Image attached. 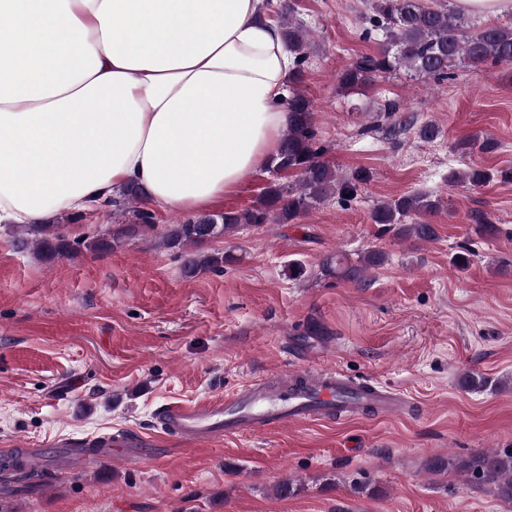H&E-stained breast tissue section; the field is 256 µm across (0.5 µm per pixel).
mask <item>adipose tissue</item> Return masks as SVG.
<instances>
[{
  "instance_id": "1",
  "label": "adipose tissue",
  "mask_w": 512,
  "mask_h": 512,
  "mask_svg": "<svg viewBox=\"0 0 512 512\" xmlns=\"http://www.w3.org/2000/svg\"><path fill=\"white\" fill-rule=\"evenodd\" d=\"M262 0H0V221L128 185L196 213L269 166L290 60Z\"/></svg>"
}]
</instances>
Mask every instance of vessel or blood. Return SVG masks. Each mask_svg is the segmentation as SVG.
<instances>
[{
	"label": "vessel or blood",
	"instance_id": "obj_1",
	"mask_svg": "<svg viewBox=\"0 0 512 512\" xmlns=\"http://www.w3.org/2000/svg\"><path fill=\"white\" fill-rule=\"evenodd\" d=\"M372 406L386 415H404L407 396L396 389L356 383L333 368H309L252 379L224 397L201 406L172 403L163 407L159 433L117 430L99 438L94 449L69 437L56 447L65 451L63 469L75 472L106 461H136L143 449L175 441L195 447L228 435H258L297 422L340 416L353 418Z\"/></svg>",
	"mask_w": 512,
	"mask_h": 512
}]
</instances>
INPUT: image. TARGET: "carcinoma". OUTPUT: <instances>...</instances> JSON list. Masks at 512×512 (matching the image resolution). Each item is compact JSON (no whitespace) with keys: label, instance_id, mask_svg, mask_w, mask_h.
I'll list each match as a JSON object with an SVG mask.
<instances>
[{"label":"carcinoma","instance_id":"cac0c4a2","mask_svg":"<svg viewBox=\"0 0 512 512\" xmlns=\"http://www.w3.org/2000/svg\"><path fill=\"white\" fill-rule=\"evenodd\" d=\"M294 8L288 0L274 10L288 51L294 56V70L289 81H302V72L308 55V35L292 23ZM367 26L362 31L366 39L381 38L374 54L363 55L347 65L337 76L338 86L354 90L404 70L418 78L443 83L455 77V68L463 61L471 64L512 65V24L489 23L478 25L465 15L443 3L426 0H369ZM290 122L277 156L276 170L288 169L297 173V182L291 185L272 183L266 186L255 204L241 211L227 210L216 216H204L172 224L161 236L168 249L185 252L183 269L189 275L219 270L232 258L220 250L200 251L204 244L228 236L244 225L261 227L265 224H291L327 196L340 199L354 197L358 184L368 175L357 171L351 177L340 176L336 169L322 160L324 149L315 146L312 123V104L299 89L288 99ZM493 174L486 169L471 166L462 174L452 173L451 181L470 187H480L491 181ZM441 208L439 199L426 192H414L395 202L377 205L372 212L376 224L397 227L396 234L429 243L437 238L432 224L422 217ZM137 224H116L112 235L92 239L86 244L90 250H108L119 247L134 238L141 229H152V215L146 210H135ZM77 241L68 234L63 224H30L21 226V235L14 239L19 250L31 249L44 261L70 256ZM384 255L370 251L364 264L357 265L338 253L325 259L322 268L329 275L357 281L364 269L379 266ZM454 467L471 472L479 482L491 487L505 502L512 504V451L480 452L466 458L436 460L430 470L438 472Z\"/></svg>","mask_w":512,"mask_h":512}]
</instances>
